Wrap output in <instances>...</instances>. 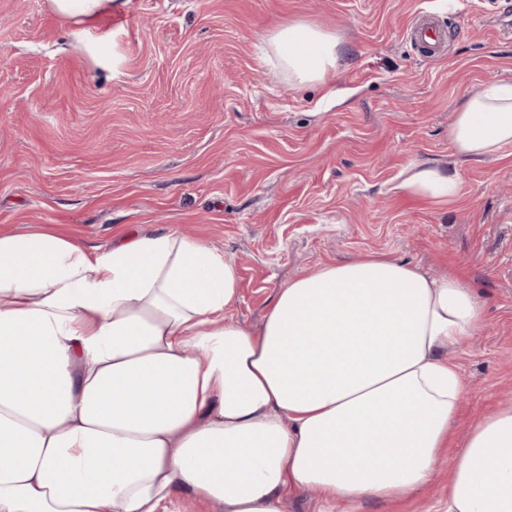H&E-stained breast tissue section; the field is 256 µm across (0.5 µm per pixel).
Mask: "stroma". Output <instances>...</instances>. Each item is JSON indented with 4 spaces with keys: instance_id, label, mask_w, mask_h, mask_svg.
Masks as SVG:
<instances>
[{
    "instance_id": "1",
    "label": "stroma",
    "mask_w": 512,
    "mask_h": 512,
    "mask_svg": "<svg viewBox=\"0 0 512 512\" xmlns=\"http://www.w3.org/2000/svg\"><path fill=\"white\" fill-rule=\"evenodd\" d=\"M426 10L448 32L428 60L406 36ZM290 22L339 39L324 82H297L265 43ZM495 81L512 82V0H115L88 28L0 0V232L39 224L97 253L122 232L188 234L234 263L230 316L250 329L327 263L457 273L486 315L449 355L461 437L512 404V145L475 161L448 142L458 103ZM416 165L457 174L459 195L396 192ZM285 512L394 510L292 493Z\"/></svg>"
}]
</instances>
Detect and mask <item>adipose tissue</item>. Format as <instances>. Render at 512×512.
Masks as SVG:
<instances>
[{"label": "adipose tissue", "mask_w": 512, "mask_h": 512, "mask_svg": "<svg viewBox=\"0 0 512 512\" xmlns=\"http://www.w3.org/2000/svg\"><path fill=\"white\" fill-rule=\"evenodd\" d=\"M268 42L302 83L338 62L307 23ZM463 159L512 144V83L468 97ZM400 192L450 201L458 176L409 169ZM234 266L176 233L100 254L0 233V512H160L186 492L221 512H285L284 492L400 503L452 453L444 512H512V407L454 429L449 352L485 325L474 288L373 253L275 291L257 331L229 317Z\"/></svg>", "instance_id": "obj_1"}]
</instances>
